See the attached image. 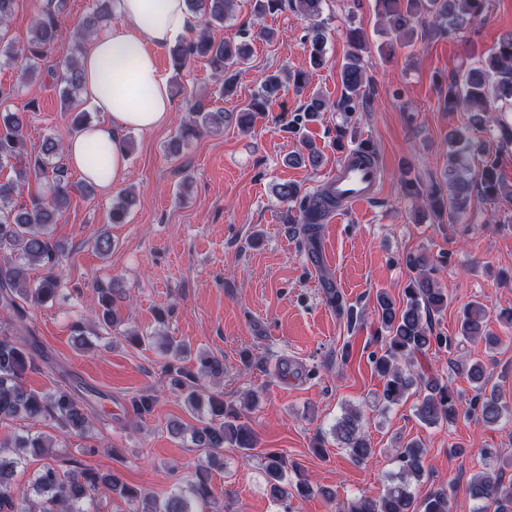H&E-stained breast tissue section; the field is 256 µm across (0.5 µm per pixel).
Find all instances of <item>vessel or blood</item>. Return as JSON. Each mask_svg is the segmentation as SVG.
I'll return each instance as SVG.
<instances>
[{
    "mask_svg": "<svg viewBox=\"0 0 512 512\" xmlns=\"http://www.w3.org/2000/svg\"><path fill=\"white\" fill-rule=\"evenodd\" d=\"M343 201L344 208H356L376 199L382 186V171L375 161L366 160L355 149L343 151L326 180Z\"/></svg>",
    "mask_w": 512,
    "mask_h": 512,
    "instance_id": "vessel-or-blood-1",
    "label": "vessel or blood"
}]
</instances>
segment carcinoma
<instances>
[{"label":"carcinoma","instance_id":"1","mask_svg":"<svg viewBox=\"0 0 512 512\" xmlns=\"http://www.w3.org/2000/svg\"><path fill=\"white\" fill-rule=\"evenodd\" d=\"M20 0H0V60L14 63L24 79L39 76L46 71L62 85L61 102L72 113L71 132H78L91 120V113L81 108L82 72L80 61L87 43L110 15L111 0H96L95 8L86 14L73 34V46L64 58L53 67L45 60L57 47L60 19L66 9V0H46L37 8L27 38L18 43L7 37L8 25ZM188 10L200 19L201 30L189 39L175 42L168 48L171 68L175 75L189 68L190 64L204 58L212 75L219 83V94L233 90L236 72L233 67L247 60L244 45L230 40L217 42L211 30L224 25L233 17L235 0H185ZM297 10L309 21L305 43L308 48V69L288 75L285 69L267 74L257 91L243 108L236 112H216L205 109L200 102L187 108L188 115L178 127L173 149L180 143L195 138L201 131L218 133L224 125L236 123L242 130H249L257 115L266 112L267 106L281 90L285 80H293L294 87L303 89L308 83L307 70L324 65L328 30L322 18L324 0H292ZM487 0H375L378 15L385 20L384 33L392 36L389 49L407 47L418 39L420 19L429 20L434 30L442 35L460 33L471 22L483 16ZM349 51L340 69L341 96L329 102L318 93L308 95L303 108L302 123H313L333 109L353 112L366 99L368 78L363 53L365 37L358 28L345 31ZM15 95L13 87L0 86V170L10 169L12 177L0 181V306L16 310L13 331L0 336V420H17L47 416L64 434H82L87 429L86 401L69 391L45 394L25 387L27 372L36 368L35 342L25 325L26 315L16 308L15 296L31 301L35 306L56 302L62 296L61 262L64 247L52 238L50 228L58 223L70 203L74 187L69 168L62 162V139L49 136L41 152L27 150L24 129L28 116L25 111L9 108L8 101ZM512 105V34L502 39L482 60L479 66L469 69L461 82L448 84L444 105L452 112L465 107L471 113L470 125L481 127L489 120L488 114L496 111L497 102ZM498 149L487 150L485 141L469 136V129H454L448 133V168L444 170L445 187H435L428 193L420 190L418 180L404 179L409 196L427 197L432 211L446 217L448 223L466 219L473 187L480 189L491 203L512 199V187L500 176L499 168L509 146L512 145V124L499 119ZM302 127H292L299 135L308 155L295 154L288 158L291 164L320 163L321 155L304 134ZM466 153L480 156V177L472 179L462 164ZM47 180V190L30 197V203L19 206L15 196L31 181ZM277 197L296 212L288 223L301 225L309 244H314L320 224L336 210V199L326 190L304 192L294 183L275 186ZM135 202L134 195L122 191L112 205L111 223L121 224ZM406 264L417 272L403 289V306L395 307L385 293L377 295V312L384 336L383 354L376 361V371L383 380L382 400L385 406L399 404L412 387L420 388L423 397L416 406L417 418L427 426L453 423L460 411L458 393L446 382L430 373L422 358L432 345L459 346L466 341L481 340L493 350L499 337L489 328L486 307L481 302L469 303L463 311L458 338L453 340L434 329L432 316L448 308V291L433 276L429 259L424 254L407 255ZM41 267L43 277L32 286L26 277L27 268ZM98 310L94 317L95 332L81 322L73 324L75 344H86V336L98 332L114 331L126 341L152 345L153 337L137 329L123 327L117 301L120 299L118 283L97 282ZM328 305L340 316L352 322L357 318L354 308L344 303L336 289H325ZM162 354L169 357L167 373L170 384L185 395L189 415L195 425L173 421L169 432L176 438L190 435L194 448L204 454L208 467L197 469L183 484H177L165 498L160 499L143 487L125 482L117 470L99 472L71 467L64 469L47 463L33 472L27 486L14 483L17 470L25 467L30 457H45L57 447V437L49 434L32 435L14 444H0V512H90L95 492L103 488L120 500L134 506V512H195L193 505L206 504L213 497L210 469L224 465V447L239 450L243 457L251 456L258 439L248 423L244 408L228 402L220 395L202 397L201 382L204 378L216 379L224 374V359L215 355L192 356L191 349L167 337L160 345ZM196 358L194 369L185 362ZM464 372L475 385L476 394L469 410L486 426L501 422L503 406L496 386L489 385L487 367L479 359L464 364ZM156 395L149 391L130 399L133 411L143 417L152 413ZM361 413L352 409L336 421L332 432L336 441L358 462L367 461L373 454L368 439L361 431ZM426 450L418 440L400 444L393 454L397 473L385 486L377 499L359 497L342 503L336 512H450V495L440 489L429 493L421 504H415L410 491L411 483L420 482L425 476ZM288 458L277 452L265 454L263 466L272 498L283 508L293 495L306 497L320 494L330 500L334 494L322 487L312 486L307 480L288 481ZM470 494L479 502L480 512H512V480L506 482L503 474L481 471L470 483Z\"/></svg>","mask_w":512,"mask_h":512}]
</instances>
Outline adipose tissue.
<instances>
[{
	"mask_svg": "<svg viewBox=\"0 0 512 512\" xmlns=\"http://www.w3.org/2000/svg\"><path fill=\"white\" fill-rule=\"evenodd\" d=\"M113 10L118 23L100 29L81 58L82 96L102 118L67 137L63 150L66 164L105 194L128 171L126 133L170 120L173 101L156 52L192 25L185 0H113Z\"/></svg>",
	"mask_w": 512,
	"mask_h": 512,
	"instance_id": "1",
	"label": "adipose tissue"
}]
</instances>
